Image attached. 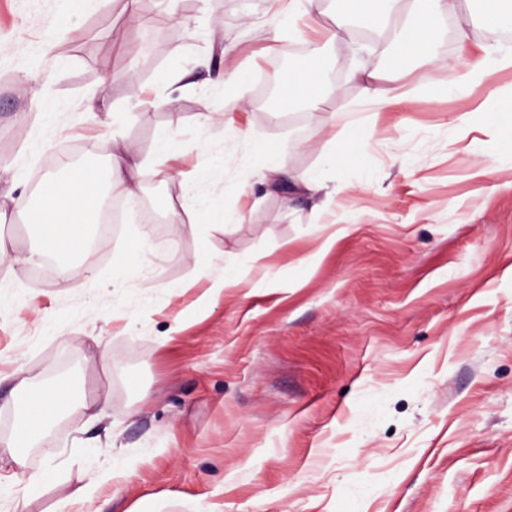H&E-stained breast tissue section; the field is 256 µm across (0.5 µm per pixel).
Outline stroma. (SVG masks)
<instances>
[{
	"label": "stroma",
	"mask_w": 512,
	"mask_h": 512,
	"mask_svg": "<svg viewBox=\"0 0 512 512\" xmlns=\"http://www.w3.org/2000/svg\"><path fill=\"white\" fill-rule=\"evenodd\" d=\"M154 7L161 48L147 64L128 0H0V242L12 256L0 263V512H512V112L492 100L512 69L447 92L512 40L475 25L462 44L448 15L431 16L448 61L432 71L360 42L369 23L346 0H300L289 23L279 0ZM55 24L57 49L45 42ZM299 50L325 60L326 88L317 107L276 112L257 85L280 83ZM242 64L247 82L230 80ZM365 67L396 71L419 98L379 107L355 77ZM172 71L189 88L166 83ZM93 96L106 105L94 119ZM233 98L245 108L216 116ZM460 113L472 118L463 141L448 125ZM356 124L377 135L362 166L337 170L326 159ZM169 132L167 166L208 171L195 189L154 174ZM115 139L144 163L138 212L88 275L60 286L22 221L36 177L48 150L99 164ZM256 140L287 160L278 187L256 170ZM310 173L345 186L325 210L294 183ZM202 197L243 223L211 222ZM140 243L146 262L113 289ZM227 263L237 281L210 296ZM23 379L107 387L111 405L94 421L71 410L17 463ZM33 473L45 480L29 491ZM483 61H479L458 73L455 84L451 87L457 95H465L471 87L481 83L485 77Z\"/></svg>",
	"instance_id": "1"
}]
</instances>
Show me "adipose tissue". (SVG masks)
<instances>
[{
    "instance_id": "obj_1",
    "label": "adipose tissue",
    "mask_w": 512,
    "mask_h": 512,
    "mask_svg": "<svg viewBox=\"0 0 512 512\" xmlns=\"http://www.w3.org/2000/svg\"><path fill=\"white\" fill-rule=\"evenodd\" d=\"M435 31L428 16H421L410 25L397 31L395 42L404 51H413L424 64L443 65V58L433 51ZM361 78L367 90L376 94L375 102L381 106H410L416 99L414 89L399 85L397 78H383L375 70H363ZM66 180L47 175L50 187L44 204L48 215H31L30 221L37 227L39 249L58 255L82 253L86 250V231L99 220L101 189L97 179L89 177L85 167L66 165ZM111 190L126 196H134L139 188L137 166L130 147L113 145L106 169ZM61 399L49 392L33 391L29 394L28 407L18 422L14 446L26 447L41 439L49 424L62 415Z\"/></svg>"
}]
</instances>
